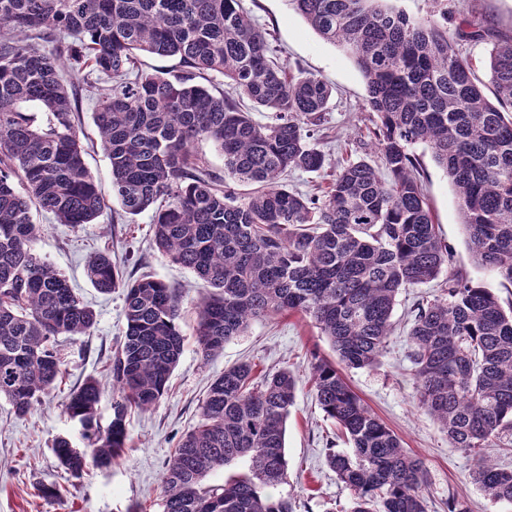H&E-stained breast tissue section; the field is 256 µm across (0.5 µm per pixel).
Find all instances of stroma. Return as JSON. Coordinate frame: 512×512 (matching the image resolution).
I'll list each match as a JSON object with an SVG mask.
<instances>
[{
    "label": "stroma",
    "mask_w": 512,
    "mask_h": 512,
    "mask_svg": "<svg viewBox=\"0 0 512 512\" xmlns=\"http://www.w3.org/2000/svg\"><path fill=\"white\" fill-rule=\"evenodd\" d=\"M397 8L415 17L465 10L482 15L497 28L512 32V0H395ZM254 21L266 28L291 71L314 74L332 88L322 125L312 128L314 143L332 160L364 159L378 163L370 136L377 116L369 109L365 82L353 60L340 48L322 39L293 9L289 0H242ZM86 166L103 186L111 184L109 161L100 147L93 122L96 100L82 93L77 101ZM415 153L421 163V182L441 240L453 252L451 272L465 275L501 300L512 299L498 278L478 267L469 253L458 199L444 171L424 146ZM115 197L95 223L77 228L57 223L52 214L35 212L41 232L34 252L68 278L75 292L97 313L89 333L72 339L59 337L66 371L62 383L44 394L33 412L17 417L6 400H0V512H162V478L182 437L201 420V403L211 382L224 369L244 361L258 370L288 368L298 378L296 397L286 425L288 481L276 496L292 499L295 512H350L352 495L327 463L329 449L348 450L335 422L315 401L311 362L313 356L333 358L331 345L312 319L294 315L253 321L246 332L225 343L222 351L203 357L196 336V303L202 283L187 269L173 264L151 248L150 213L135 219L121 218ZM111 251L125 277L149 273L182 291L179 320L185 338L180 362L170 377L168 390L152 410L127 418L128 446L110 467L91 468L79 480L68 478L52 452L58 435L82 443V431L61 411L69 389L93 378L105 389L98 422L112 419V378L109 365L124 336V296L116 290L98 292L86 276L89 256ZM439 282L401 291L393 311L394 332L377 367L345 371L349 386L420 458L427 470L422 488L427 512H449L454 501H465L471 512H512V503L488 498L472 479L475 457L451 447L439 424L416 399L417 382L407 333L410 311L416 303L432 299ZM41 485L56 486L61 496L48 502L38 497Z\"/></svg>",
    "instance_id": "35a3bbf8"
}]
</instances>
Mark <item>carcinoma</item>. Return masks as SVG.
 <instances>
[{
    "label": "carcinoma",
    "mask_w": 512,
    "mask_h": 512,
    "mask_svg": "<svg viewBox=\"0 0 512 512\" xmlns=\"http://www.w3.org/2000/svg\"><path fill=\"white\" fill-rule=\"evenodd\" d=\"M324 40L354 61L378 121L382 167L364 159L336 169L322 197L288 190L292 170L318 173L328 156L305 127L324 120L332 89L315 76H288L270 33L240 0H0V399L18 417L63 377L61 336L96 322L90 305L32 244V210L58 223H93L106 193L134 218L152 212V245L192 271L211 292L198 305L203 356L224 348L254 320L300 314L314 320L339 363L374 367L401 290L428 284L452 261L423 192L418 145L457 190L476 265L512 288V34L464 12L454 34L411 17L390 0H291ZM53 44L49 51L39 42ZM464 43L488 45L490 100ZM142 52L177 57L176 74L145 72ZM96 73L112 85L94 123L112 173L110 191L83 161L74 94L61 79ZM220 75L235 95L209 87ZM273 113L256 122L243 100ZM212 142L224 176L213 180L195 145ZM102 293L125 292L124 340L112 356V420L97 422L103 390L94 379L64 397L87 447L59 436L53 452L72 479L108 467L127 447L126 418L163 397L184 348L178 289L148 274L126 280L108 253L87 261ZM418 405L454 448L477 453L512 435V307L461 275L417 304L408 333ZM315 400L351 451L327 462L352 494L351 512H426V469L346 383L336 364H311ZM297 378L224 370L201 404L162 479L163 512H294L267 492L286 482V424ZM248 472L205 480L233 461ZM474 482L512 502V470L481 457Z\"/></svg>",
    "instance_id": "1"
}]
</instances>
